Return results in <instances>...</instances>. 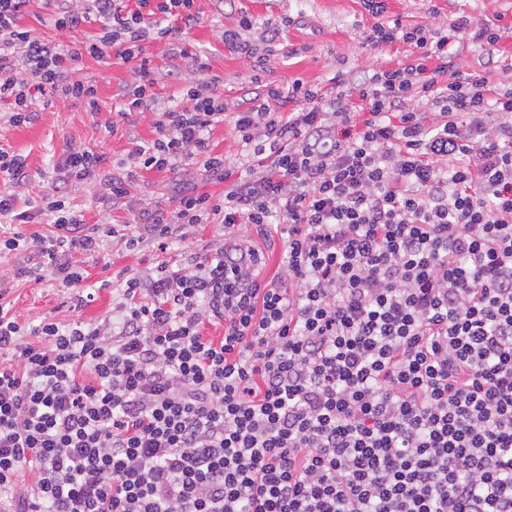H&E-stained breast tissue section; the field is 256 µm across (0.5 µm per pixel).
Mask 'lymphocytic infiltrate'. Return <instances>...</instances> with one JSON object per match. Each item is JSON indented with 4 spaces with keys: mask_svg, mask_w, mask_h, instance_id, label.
Instances as JSON below:
<instances>
[{
    "mask_svg": "<svg viewBox=\"0 0 512 512\" xmlns=\"http://www.w3.org/2000/svg\"><path fill=\"white\" fill-rule=\"evenodd\" d=\"M33 0H0V102L7 124L38 118V98L98 109L74 75L89 56L131 65L127 112L156 137L112 178L131 204L142 171L198 166L222 196L175 186L173 208L144 205L159 249L221 220L270 242L284 232L278 280L264 253L229 240L187 265L116 276L119 302L99 324L25 327L0 301V512H512V87L457 62L459 33L494 58L506 28L458 15L436 27L378 22L370 44L414 56L267 89L228 113L206 65L180 103L160 102L149 39L195 26V0H55L54 25L95 39L47 41L25 25ZM232 120L241 150L215 154ZM108 158L73 147L38 211L19 210L28 178L0 151V253L10 275L84 281L73 253L141 236L89 224L66 199ZM48 216L52 232L21 225ZM221 324L220 338L204 335ZM36 479L26 483L24 472Z\"/></svg>",
    "mask_w": 512,
    "mask_h": 512,
    "instance_id": "lymphocytic-infiltrate-1",
    "label": "lymphocytic infiltrate"
}]
</instances>
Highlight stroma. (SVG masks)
I'll return each mask as SVG.
<instances>
[{"instance_id": "1", "label": "stroma", "mask_w": 512, "mask_h": 512, "mask_svg": "<svg viewBox=\"0 0 512 512\" xmlns=\"http://www.w3.org/2000/svg\"><path fill=\"white\" fill-rule=\"evenodd\" d=\"M436 5L444 21L458 12L476 20L498 12L503 16V25L512 24V0H436ZM196 8L200 22L184 31L176 48L208 64L207 74L219 77L218 89L232 112L251 107L256 96L267 88L284 91L298 79L328 92L335 74L372 64L392 67L412 52L409 45L402 43L383 48L368 43L366 36L376 20L365 11L360 0H197ZM244 13L255 21L250 39L269 57L266 71L258 76L248 62L225 46L221 37L222 27L236 26ZM283 15L291 16V25L276 42H266L264 29ZM171 50L164 40L145 43V51L160 77L154 91L160 100L175 104L180 100L181 87L166 77L172 63ZM458 50V61L464 67L476 68L486 63L494 83L507 81V73L512 70V36H503L500 51L491 62L468 39H461ZM79 75L96 84L97 111H90L85 102L72 98L47 97L39 101V118L33 124L0 128V149L21 155L27 163L29 180L19 191L20 200L37 201L50 194L53 167L70 147H87L118 160L126 157L134 142L148 141L155 136L149 115L121 113L123 93L133 81L129 67L112 63L108 58L97 61L87 57ZM111 178V168L102 169L70 194L69 207L90 224H120L141 229L138 203L114 210L105 207ZM223 241L224 227L220 224L202 225L185 242L164 252L149 238L133 251L106 240L98 259L89 262L81 255L76 258L77 263L88 266L90 276L83 286L94 296L93 301L77 311L71 307L74 289L59 287L48 276L23 280L0 278V295L11 302L14 312L29 326L75 318L98 323L112 312L114 292L108 281L122 269L142 271L162 263L183 265L192 253L205 246L219 247Z\"/></svg>"}]
</instances>
